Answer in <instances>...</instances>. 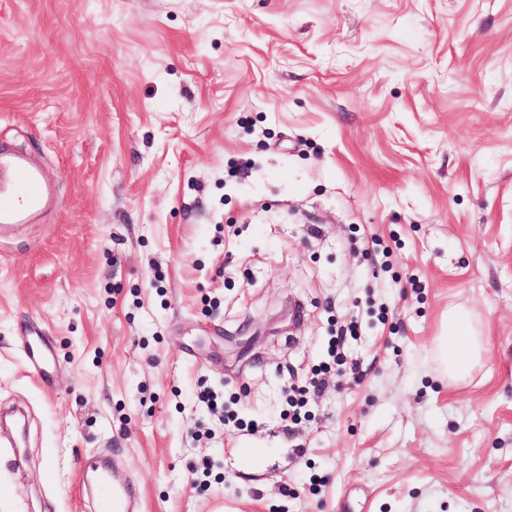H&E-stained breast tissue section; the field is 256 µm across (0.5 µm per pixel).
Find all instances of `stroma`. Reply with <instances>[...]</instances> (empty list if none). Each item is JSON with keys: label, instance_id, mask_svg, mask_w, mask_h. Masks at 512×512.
I'll return each mask as SVG.
<instances>
[{"label": "stroma", "instance_id": "35a3bbf8", "mask_svg": "<svg viewBox=\"0 0 512 512\" xmlns=\"http://www.w3.org/2000/svg\"><path fill=\"white\" fill-rule=\"evenodd\" d=\"M0 141V512H512V0H0ZM8 162L13 171V180L9 189L0 190L1 224L23 220L47 194L41 174L24 159L12 158ZM448 373L452 376L469 371L479 357L480 343L471 336L467 317L460 313L448 315V336H444ZM25 353L39 379L45 383L51 378L50 348L44 337L28 342ZM99 508L97 512H131L132 501L128 482L104 469L98 479Z\"/></svg>", "mask_w": 512, "mask_h": 512}]
</instances>
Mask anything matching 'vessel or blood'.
<instances>
[{"label": "vessel or blood", "instance_id": "obj_1", "mask_svg": "<svg viewBox=\"0 0 512 512\" xmlns=\"http://www.w3.org/2000/svg\"><path fill=\"white\" fill-rule=\"evenodd\" d=\"M13 180L9 189L0 190V223L13 224L23 220L27 213L46 196L47 188L41 174L24 159H10ZM25 353L41 381L51 378L50 348L45 338L29 342ZM98 512H131L132 501L128 482L108 472L98 479Z\"/></svg>", "mask_w": 512, "mask_h": 512}]
</instances>
